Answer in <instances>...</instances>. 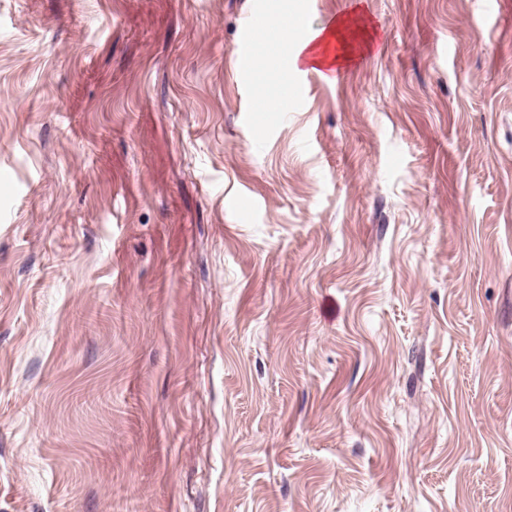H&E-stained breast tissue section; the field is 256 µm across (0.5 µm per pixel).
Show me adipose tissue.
<instances>
[{"instance_id": "adipose-tissue-1", "label": "adipose tissue", "mask_w": 512, "mask_h": 512, "mask_svg": "<svg viewBox=\"0 0 512 512\" xmlns=\"http://www.w3.org/2000/svg\"><path fill=\"white\" fill-rule=\"evenodd\" d=\"M366 27L362 25L360 18L341 16L336 18L330 26L318 33L299 32L298 20L295 17L280 19L279 23L269 33L270 39L276 41L280 51H292L298 54L308 45L311 40H318L322 43H335L336 54L334 57L309 56L308 62L322 77H329L334 69L343 66L352 53V45L349 35L352 32H365Z\"/></svg>"}]
</instances>
